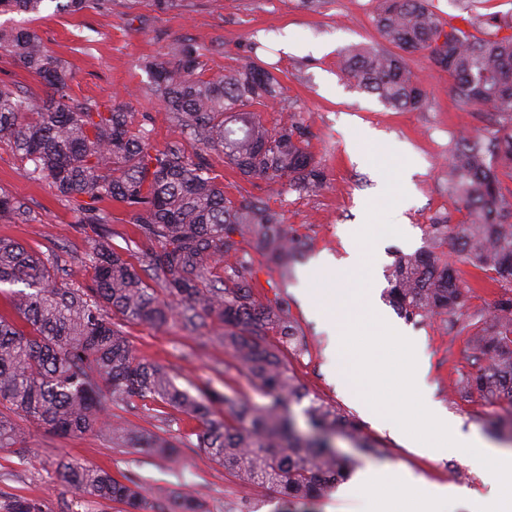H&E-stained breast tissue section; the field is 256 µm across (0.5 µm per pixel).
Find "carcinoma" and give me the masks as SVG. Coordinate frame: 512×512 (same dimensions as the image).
<instances>
[{
	"instance_id": "carcinoma-1",
	"label": "carcinoma",
	"mask_w": 512,
	"mask_h": 512,
	"mask_svg": "<svg viewBox=\"0 0 512 512\" xmlns=\"http://www.w3.org/2000/svg\"><path fill=\"white\" fill-rule=\"evenodd\" d=\"M47 0H0V12H40ZM57 11L79 12L100 0H55ZM381 36L402 51L420 52L452 80L460 110L480 107L495 113L498 126L482 136H465L448 157V191L467 210L455 225H430V249L397 256L390 272L388 299L414 320L436 315L449 329L470 336L484 368L456 382L463 402L477 398L494 410L496 434L512 439V296L494 300L485 313L464 322V288L448 257L436 253L444 242L494 282L512 284V203L499 191L495 165L512 166V34L468 37L444 25L428 0H379L374 18ZM0 46L37 76L52 94L36 99L0 85V143H8L29 165V179L50 180L58 194L75 202L81 223L95 226L86 263L94 271L88 285L60 280L56 257H36L0 238V284L23 282L32 292L13 295L15 317L0 315V450L23 442L13 416L61 435L96 431L117 439H138L160 452L173 447L157 433H140L121 418L103 412L106 402L129 406L149 400L172 407L199 424L197 447L239 482L265 486L288 502L316 498L343 480L349 460L336 453L342 435L368 455L382 450L357 422L336 406L310 396L297 381L277 346L299 337L278 302H261L253 291L247 263L223 264L248 238L280 258L302 243L283 212L260 196L234 202L210 176L206 150L224 153V162L246 179H260L299 195L316 193L328 176L315 161L296 122L267 127L253 110L276 100L283 89L269 70L250 63L217 79H202L204 53L175 42L170 52L145 62L153 92L167 118L190 141L156 149L146 132H134L130 103L106 111L70 95L66 63L49 53L36 33L0 32ZM344 76L359 89L399 110L422 107L426 91L404 56L383 49L349 47L341 63ZM123 204L136 233L152 244L149 266L164 294L181 305L185 325L210 318L224 326L217 340L246 371L268 402L205 388L197 394L179 388L163 367L137 356L121 326L126 322L161 327L171 318L169 304L147 285L134 265L107 236L110 213L101 203ZM26 220L23 200L0 196V216ZM224 269L219 275L218 269ZM303 409L309 431L297 429L292 405ZM224 418L213 417L215 405ZM61 482L84 499L110 500L125 512H153L135 481L121 482L98 467L69 460ZM0 512H43L27 498L0 501Z\"/></svg>"
}]
</instances>
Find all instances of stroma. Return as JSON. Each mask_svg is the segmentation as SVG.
Returning a JSON list of instances; mask_svg holds the SVG:
<instances>
[{"mask_svg": "<svg viewBox=\"0 0 512 512\" xmlns=\"http://www.w3.org/2000/svg\"><path fill=\"white\" fill-rule=\"evenodd\" d=\"M376 8L377 0H320L313 7L302 0H179L173 9L162 8L157 0H104L99 8L76 13L50 9L36 15L0 13V31L35 32L50 52L65 60L72 73V94L79 100L106 109L125 99L128 90H137L133 127L147 131L159 147L182 134L149 90L142 68L145 60L163 56L173 42L185 40L203 48L206 79L234 73L256 59L273 67L284 96L260 107L261 117L270 127L290 120L306 127L309 149L328 174L326 187L309 195L281 193L264 181L241 178L225 164L223 152H208L206 161L226 196L236 201L250 195L267 197L271 207L284 212L303 243L288 281L278 264L252 242H242L239 251L250 263L256 297L264 302L286 301L300 332L302 349H285L284 359L311 394L352 415L383 447V456L372 458L350 441L336 438L337 453L355 461L357 470L407 469L424 480L482 495L487 484L456 452L435 454L412 447L398 434L378 427L356 406L330 336L321 319L303 305L301 274L310 261L322 253L343 257L348 231L364 226L368 206L383 204L386 179L374 158L395 159L410 175L407 196L391 213L403 237L381 238L377 251L366 257L378 288L385 290L395 255L426 247L433 219L452 225L466 221V209L448 191V151L457 134L483 135L495 124L494 116L482 109L459 111L451 77L419 53L408 55L407 62L427 90L423 108L395 110L351 85L340 72L341 55L351 46H383L374 23ZM431 8L441 21L468 35L475 32L471 20L476 16L512 21V0H472L466 8L460 0H431ZM0 195L21 198L29 209L24 224L0 218V238L39 254L58 255L67 282L78 285L92 279L93 271L85 262L87 235L78 211L57 196L49 181L29 180L24 164L6 143H0ZM107 209L113 217V246L150 286H157V276L148 265L150 243L136 234L131 214L121 205L111 202ZM454 263L461 279L471 286L464 315L487 310L501 294L498 284L462 257L455 256ZM383 311L390 320L404 324L415 340L418 356L428 365L427 383L434 400L460 422L462 430L492 438L491 420L482 415L480 406L460 401L453 393L456 380L481 365L468 334L450 331L441 317L407 321L391 306ZM123 329L134 352L167 368L181 388L192 392L207 386L264 403L263 392L251 385L218 343L223 332L218 323L191 328L175 314L159 329L142 323H127ZM117 414L139 428L160 431L175 443L173 457L120 444L97 432L61 436L27 422L21 448L0 451V495L37 500L43 512H123L119 503L80 501L58 482L60 464L77 459L109 471L118 480L142 483L155 512H176L174 502L182 498L196 503L197 512H284L286 505L274 491L240 485L196 448L189 438L196 424L177 410H152L138 400L118 408ZM364 506V496L355 492L349 479L297 510L363 512Z\"/></svg>", "mask_w": 512, "mask_h": 512, "instance_id": "stroma-1", "label": "stroma"}]
</instances>
